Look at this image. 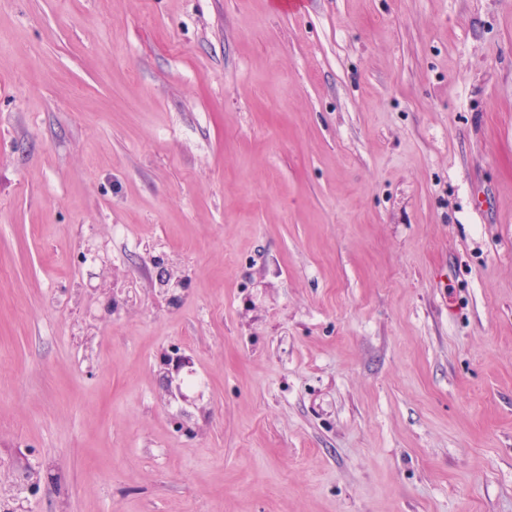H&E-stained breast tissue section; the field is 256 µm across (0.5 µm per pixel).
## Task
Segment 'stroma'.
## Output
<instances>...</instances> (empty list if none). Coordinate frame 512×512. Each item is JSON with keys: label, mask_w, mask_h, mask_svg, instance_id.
I'll return each instance as SVG.
<instances>
[{"label": "stroma", "mask_w": 512, "mask_h": 512, "mask_svg": "<svg viewBox=\"0 0 512 512\" xmlns=\"http://www.w3.org/2000/svg\"><path fill=\"white\" fill-rule=\"evenodd\" d=\"M0 464L31 512H512V0H0ZM160 364L166 386L165 394L170 398L179 396L181 399H185L181 392L183 377L180 375L184 369L191 367L189 357L178 350L166 351L163 353ZM173 383H175L174 386Z\"/></svg>", "instance_id": "stroma-1"}]
</instances>
